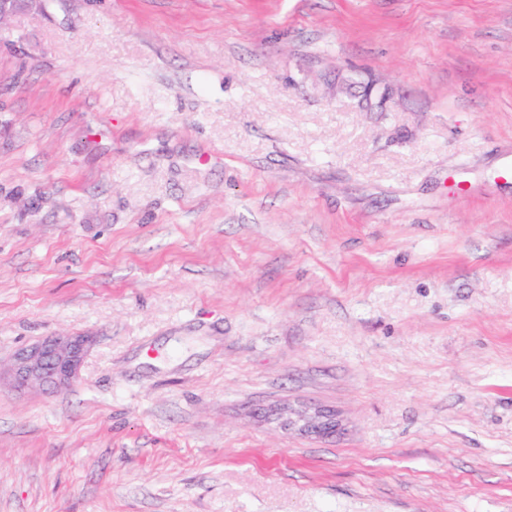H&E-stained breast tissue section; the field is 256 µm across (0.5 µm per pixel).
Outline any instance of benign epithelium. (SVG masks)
<instances>
[{"label": "benign epithelium", "mask_w": 512, "mask_h": 512, "mask_svg": "<svg viewBox=\"0 0 512 512\" xmlns=\"http://www.w3.org/2000/svg\"><path fill=\"white\" fill-rule=\"evenodd\" d=\"M90 346L86 336H54L32 344L11 360L8 374L20 390L58 391L78 377Z\"/></svg>", "instance_id": "7a95c632"}]
</instances>
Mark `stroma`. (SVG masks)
<instances>
[{"label": "stroma", "instance_id": "stroma-1", "mask_svg": "<svg viewBox=\"0 0 512 512\" xmlns=\"http://www.w3.org/2000/svg\"><path fill=\"white\" fill-rule=\"evenodd\" d=\"M57 334L0 512H512V0L0 24V361ZM89 346L86 336L59 335L36 342L12 358L11 383L20 390L67 388L78 377Z\"/></svg>", "mask_w": 512, "mask_h": 512}]
</instances>
